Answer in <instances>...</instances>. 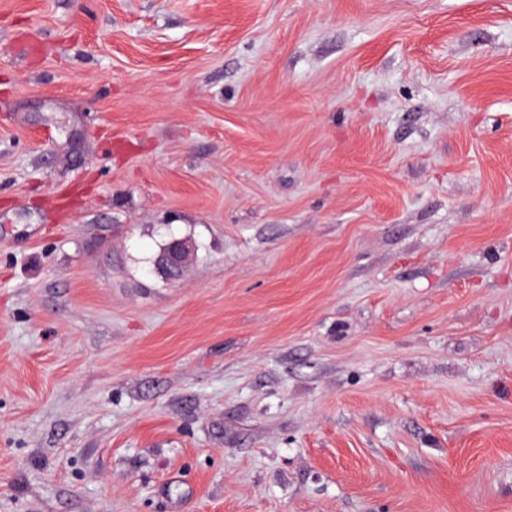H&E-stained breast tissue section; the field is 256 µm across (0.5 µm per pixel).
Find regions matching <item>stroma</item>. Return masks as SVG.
<instances>
[{
    "instance_id": "stroma-1",
    "label": "stroma",
    "mask_w": 512,
    "mask_h": 512,
    "mask_svg": "<svg viewBox=\"0 0 512 512\" xmlns=\"http://www.w3.org/2000/svg\"><path fill=\"white\" fill-rule=\"evenodd\" d=\"M0 512H512V0H0ZM193 252L192 244L185 239L174 240L167 251H165L158 262V268L168 278L179 277L178 272L185 265Z\"/></svg>"
}]
</instances>
